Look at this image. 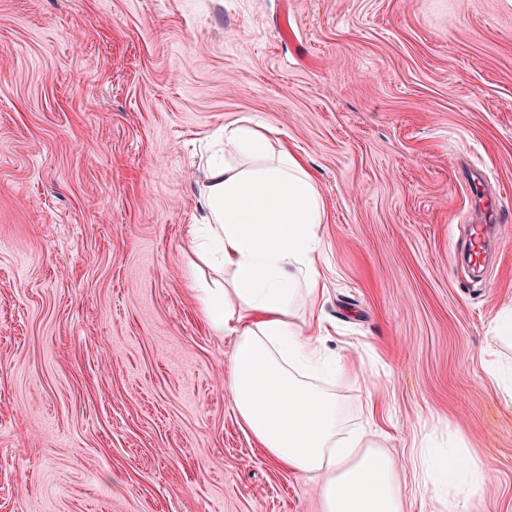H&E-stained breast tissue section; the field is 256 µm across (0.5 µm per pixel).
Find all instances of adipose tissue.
<instances>
[{
	"label": "adipose tissue",
	"mask_w": 512,
	"mask_h": 512,
	"mask_svg": "<svg viewBox=\"0 0 512 512\" xmlns=\"http://www.w3.org/2000/svg\"><path fill=\"white\" fill-rule=\"evenodd\" d=\"M325 222V200L292 149L271 151L267 129L247 118L225 127L224 154L207 164L188 234L232 282L200 284V308L214 335L234 340L224 388L242 425L267 456L315 480L323 512H409L383 432L345 428L338 392L365 377L328 356ZM302 300L300 324L293 311ZM412 445L417 491L447 512H467L485 487L484 462L429 433Z\"/></svg>",
	"instance_id": "ef3b65f1"
}]
</instances>
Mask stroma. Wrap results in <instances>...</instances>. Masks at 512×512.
<instances>
[{"label": "stroma", "instance_id": "1", "mask_svg": "<svg viewBox=\"0 0 512 512\" xmlns=\"http://www.w3.org/2000/svg\"><path fill=\"white\" fill-rule=\"evenodd\" d=\"M242 118L326 201L342 393L494 455L470 512H512V221L461 261L473 169L512 218V0H0V512H320L224 393L186 234L207 140ZM487 382L498 390L504 402L512 405V368L506 371L497 363H490L484 368Z\"/></svg>", "mask_w": 512, "mask_h": 512}]
</instances>
